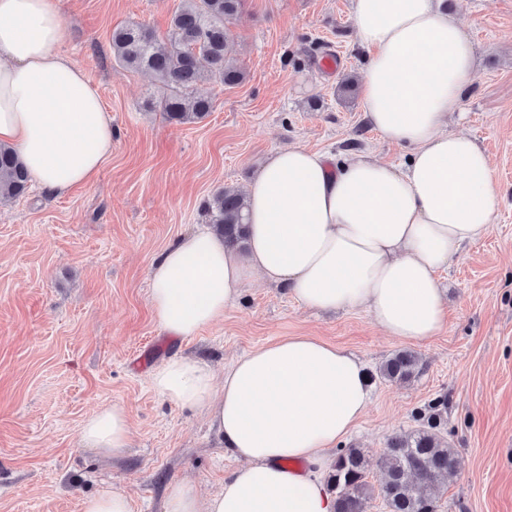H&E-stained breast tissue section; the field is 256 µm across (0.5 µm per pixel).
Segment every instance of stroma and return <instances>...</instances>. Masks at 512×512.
<instances>
[{
    "instance_id": "35a3bbf8",
    "label": "stroma",
    "mask_w": 512,
    "mask_h": 512,
    "mask_svg": "<svg viewBox=\"0 0 512 512\" xmlns=\"http://www.w3.org/2000/svg\"><path fill=\"white\" fill-rule=\"evenodd\" d=\"M445 3L477 59L449 127L485 149L497 205L487 233L437 274L446 327L410 344L366 310H314L258 278L222 320L183 340L161 330L149 303L154 258L207 223L217 191L246 188L271 152L300 145L405 161L406 149L365 119L351 0H244L229 29L246 78L199 84L213 110L184 125L152 108L162 84L115 63L111 49L113 29L127 23L166 38L180 0H59L60 51L98 89L112 153L90 185L62 196L32 188L0 203V512H79L86 497L113 491L133 512H162L171 484L203 498L221 492L239 460L203 413L160 396L150 374L178 353L206 365L220 388L237 359L294 335L343 347L372 374L368 410L340 445L363 449L373 485L383 481L376 463L387 438L417 427L439 401L458 469L435 493L438 512H512V0ZM332 50L343 66L327 74L317 63ZM404 349L418 356V377L377 378ZM113 405L127 411L132 437L112 458L82 447L79 431Z\"/></svg>"
}]
</instances>
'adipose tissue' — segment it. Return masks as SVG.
I'll return each mask as SVG.
<instances>
[{"instance_id": "obj_1", "label": "adipose tissue", "mask_w": 512, "mask_h": 512, "mask_svg": "<svg viewBox=\"0 0 512 512\" xmlns=\"http://www.w3.org/2000/svg\"><path fill=\"white\" fill-rule=\"evenodd\" d=\"M369 50L365 118L408 150L404 163L336 159L291 146L271 153L247 186L245 253L213 230L182 238L150 270L161 328L191 337L222 319L254 275L319 310L362 308L388 336L423 342L443 330L437 272L489 229L496 187L488 155L448 121L473 81L472 40L442 0H352ZM59 0H0V142L46 191L93 180L112 152V118L98 90L59 47ZM151 384L206 412L242 465L223 492L201 498L177 483L163 512H334L327 450L370 404L362 363L312 336H286L238 359L215 390L209 369L164 359ZM131 442L123 408L92 414L81 445L116 456Z\"/></svg>"}]
</instances>
